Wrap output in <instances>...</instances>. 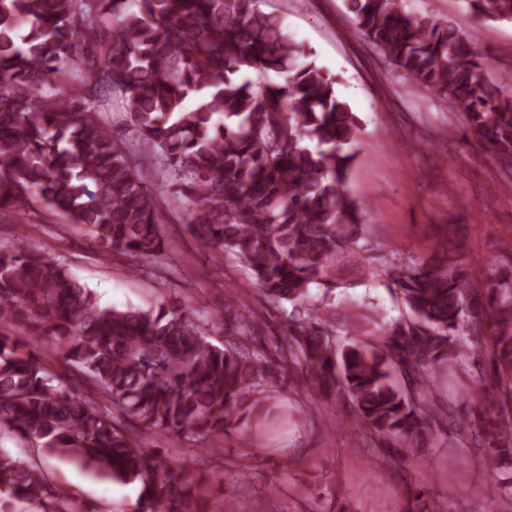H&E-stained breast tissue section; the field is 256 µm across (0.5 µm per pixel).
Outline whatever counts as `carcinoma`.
Segmentation results:
<instances>
[{
	"label": "carcinoma",
	"instance_id": "obj_1",
	"mask_svg": "<svg viewBox=\"0 0 512 512\" xmlns=\"http://www.w3.org/2000/svg\"><path fill=\"white\" fill-rule=\"evenodd\" d=\"M458 3L478 22L512 23V0ZM345 6L363 39L416 91L463 112L511 174L512 75L492 81L469 35L404 0ZM359 133L333 77L257 0H0V212L42 201L107 249L157 259L152 169L214 259H236L273 307L292 304L268 358L246 345L262 328L233 292L211 317L232 339L214 344L173 307L102 306L47 255L0 250V441L39 450L0 445V512L20 501L77 512L46 478L48 457L136 485V512H221L219 461L201 471L162 457L130 426L260 432L280 416L282 388L347 403L396 459L437 415L435 366L467 358L482 363L479 406L456 432L484 448L487 472L512 457L511 245L479 283L456 245L464 225H445L447 248L389 269L408 314L377 346L339 342L335 313L308 304L310 286L337 287L369 231L349 189ZM41 340L55 350L45 362Z\"/></svg>",
	"mask_w": 512,
	"mask_h": 512
}]
</instances>
